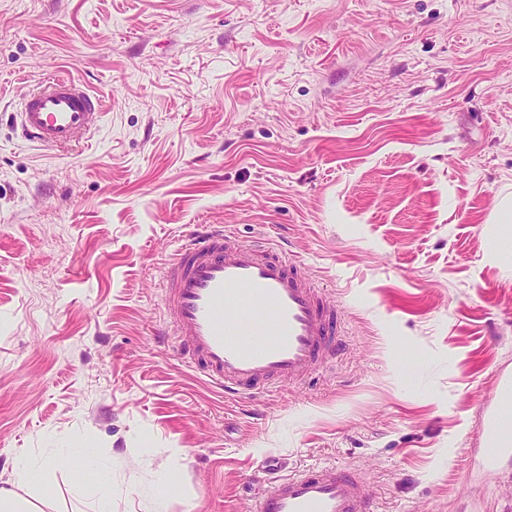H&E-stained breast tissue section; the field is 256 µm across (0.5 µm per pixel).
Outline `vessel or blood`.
<instances>
[{
  "mask_svg": "<svg viewBox=\"0 0 512 512\" xmlns=\"http://www.w3.org/2000/svg\"><path fill=\"white\" fill-rule=\"evenodd\" d=\"M102 116L99 99L66 75L41 82L19 113L23 136L51 150L87 142ZM162 294L180 361L230 397L301 383L344 345L342 307L305 267L285 251L240 242L220 226L186 231ZM506 422L498 399L486 401L479 436L487 471L512 455L502 438ZM252 512H374V499L360 475L319 466L272 477Z\"/></svg>",
  "mask_w": 512,
  "mask_h": 512,
  "instance_id": "vessel-or-blood-1",
  "label": "vessel or blood"
}]
</instances>
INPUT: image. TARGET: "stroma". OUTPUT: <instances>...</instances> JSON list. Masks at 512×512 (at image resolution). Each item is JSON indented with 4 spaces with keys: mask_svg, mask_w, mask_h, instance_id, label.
<instances>
[{
    "mask_svg": "<svg viewBox=\"0 0 512 512\" xmlns=\"http://www.w3.org/2000/svg\"><path fill=\"white\" fill-rule=\"evenodd\" d=\"M64 71L105 104L89 144L27 143L25 93ZM512 0H0V488L60 449L46 512H91L73 449L140 512H248L266 457L336 464L379 512H512L479 468L512 369ZM265 238L344 304L302 384L228 399L157 336L185 226ZM498 211L493 218L494 232L492 235V248L489 257L495 260L500 257L505 244L510 250L512 239V206L509 198H504L499 205ZM183 460L181 452L174 451L170 464L152 484L133 483L130 485L129 493L147 505L143 512H168V493L173 479L181 470Z\"/></svg>",
    "mask_w": 512,
    "mask_h": 512,
    "instance_id": "stroma-1",
    "label": "stroma"
}]
</instances>
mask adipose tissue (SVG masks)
<instances>
[{
	"mask_svg": "<svg viewBox=\"0 0 512 512\" xmlns=\"http://www.w3.org/2000/svg\"><path fill=\"white\" fill-rule=\"evenodd\" d=\"M182 461L181 452H174L164 473L152 484H131L129 492L145 503V512H168V493L173 479L181 470ZM54 462L55 456L50 452L35 459L18 461L12 478L13 491L0 492V512H38V502L51 494V487L43 482L42 476L52 468Z\"/></svg>",
	"mask_w": 512,
	"mask_h": 512,
	"instance_id": "ef3b65f1",
	"label": "adipose tissue"
}]
</instances>
